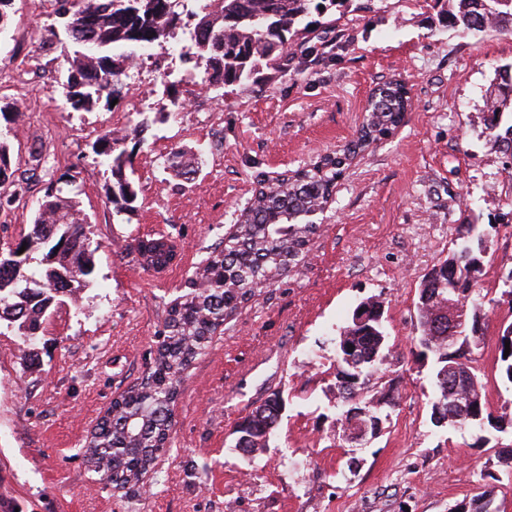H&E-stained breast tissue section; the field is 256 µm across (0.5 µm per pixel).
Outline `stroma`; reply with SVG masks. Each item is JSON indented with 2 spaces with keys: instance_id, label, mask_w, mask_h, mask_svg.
I'll return each instance as SVG.
<instances>
[{
  "instance_id": "35a3bbf8",
  "label": "stroma",
  "mask_w": 512,
  "mask_h": 512,
  "mask_svg": "<svg viewBox=\"0 0 512 512\" xmlns=\"http://www.w3.org/2000/svg\"><path fill=\"white\" fill-rule=\"evenodd\" d=\"M55 0H12L0 30V105L27 185L0 211V243L18 238L51 180L77 172L76 189L100 247L97 277L77 305L42 325L39 363L27 370L18 336L0 334V512H452L491 492L512 512V473L500 462L512 429L485 435L430 421L432 364L416 357L419 283L483 224L480 278L490 328L472 356L493 419L512 418L496 344L512 324L502 279L512 271V180L485 133L484 104L512 35L461 37L419 0H370L368 9L313 27L272 78L197 93L181 52L151 50L130 70L115 105L72 112L62 87L72 56ZM405 83L411 108L391 136L360 152L337 180L302 261L258 289L185 372L172 446L149 489L126 496L97 486L80 448L117 398L153 361L173 301L223 241L259 180L294 171L354 140L371 90ZM183 104L173 116L171 96ZM147 117L134 159L137 208L107 204L95 153L107 130ZM195 153L185 178L171 152ZM163 231L178 257L144 270L135 240ZM384 303L392 352L383 383L396 404L379 436L356 450L340 439L333 376L340 326L363 299ZM284 409L267 448H236L238 423L273 394Z\"/></svg>"
}]
</instances>
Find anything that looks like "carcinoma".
Listing matches in <instances>:
<instances>
[{"label": "carcinoma", "mask_w": 512, "mask_h": 512, "mask_svg": "<svg viewBox=\"0 0 512 512\" xmlns=\"http://www.w3.org/2000/svg\"><path fill=\"white\" fill-rule=\"evenodd\" d=\"M353 0H220L215 9L185 14L179 0H58L63 27L83 52L67 59L66 98L72 110L89 111L110 104L123 86L130 59L138 51L159 46L178 30H188L195 52L204 63L202 81L218 91L257 78L261 70L280 71L288 58L287 40H298L311 18L335 21ZM448 5L445 26L466 37L487 28L512 35V0H431ZM494 94L486 105L487 135L507 148L512 145V65L496 70ZM402 85L389 82L368 102L357 138L312 167L271 183H259L252 204L243 209L234 231L202 261L200 279L189 286L168 312L165 333L150 372L140 387L112 402V413L97 423L84 450L98 481L119 494L139 481L171 444L172 406L184 372L209 347L227 316L246 303L261 284L272 285L297 265L316 234L317 209L327 205L336 180L367 144L384 139L403 122L411 101ZM142 139L107 131L97 139L96 155L105 167L106 199L118 211H132L138 198L133 157ZM10 141L0 139V211L11 208L23 192ZM134 249L149 268L161 270L175 255L173 244L160 237L137 240ZM92 224L77 195H64L58 186L47 189L35 208L28 232L0 245V329L37 339L41 324L64 299L74 300L95 281ZM479 248H460L424 275L416 303L419 355L432 358L434 394L431 415L447 404V424L478 432L491 419L480 372L466 352L479 348L484 334L472 326L488 315L477 303L481 273ZM362 301L336 338V386L341 402L358 406L387 420L379 404L386 393L375 389L373 377L389 353L384 313L365 309ZM467 335L470 341L453 342ZM512 324L498 342V371L512 384ZM282 412L279 395L257 407L238 431L236 447L251 454L266 447ZM465 512H498L487 492L462 503Z\"/></svg>", "instance_id": "cac0c4a2"}]
</instances>
